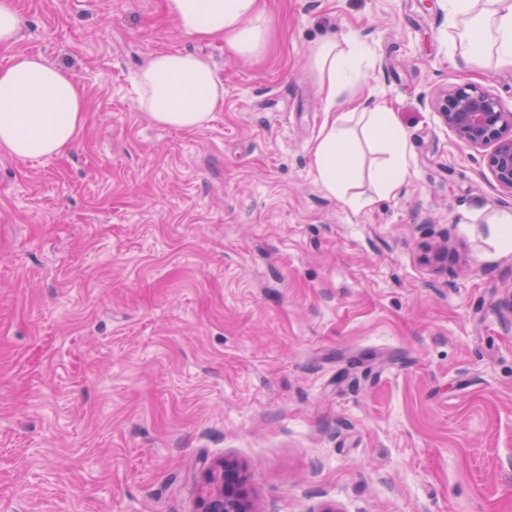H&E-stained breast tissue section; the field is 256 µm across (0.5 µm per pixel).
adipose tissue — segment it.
Segmentation results:
<instances>
[{
	"label": "adipose tissue",
	"instance_id": "1",
	"mask_svg": "<svg viewBox=\"0 0 512 512\" xmlns=\"http://www.w3.org/2000/svg\"><path fill=\"white\" fill-rule=\"evenodd\" d=\"M456 29L459 55L468 65L494 60L512 66V0H443ZM180 31L201 40H221L236 54L250 57L266 46L269 21L259 0H166ZM363 46L330 34L315 49L327 107L312 153L317 178L330 195L354 208L365 199L350 193L360 169L358 144L337 113L344 92L361 80ZM140 108L161 127L194 131L205 127L224 106V83L204 58L180 51L154 53L137 76ZM83 89L63 68L41 56L20 52L0 68V151L19 159L64 154L84 124ZM356 119L382 161L371 173L379 195H398L408 173L406 132L386 107L357 113Z\"/></svg>",
	"mask_w": 512,
	"mask_h": 512
}]
</instances>
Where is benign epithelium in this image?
Masks as SVG:
<instances>
[{
	"label": "benign epithelium",
	"mask_w": 512,
	"mask_h": 512,
	"mask_svg": "<svg viewBox=\"0 0 512 512\" xmlns=\"http://www.w3.org/2000/svg\"><path fill=\"white\" fill-rule=\"evenodd\" d=\"M443 123L459 141L473 148H490L487 166L498 185L512 193V112L472 84L446 92L435 104ZM205 490L196 512H255L239 465L222 458L204 473Z\"/></svg>",
	"instance_id": "benign-epithelium-1"
}]
</instances>
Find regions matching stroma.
I'll list each match as a JSON object with an SVG mask.
<instances>
[{
  "instance_id": "stroma-1",
  "label": "stroma",
  "mask_w": 512,
  "mask_h": 512,
  "mask_svg": "<svg viewBox=\"0 0 512 512\" xmlns=\"http://www.w3.org/2000/svg\"><path fill=\"white\" fill-rule=\"evenodd\" d=\"M18 52L84 89L63 156L0 152V512H195L244 469L257 512H512V193L431 106L462 69L443 0H261L262 54L183 34L165 0H14ZM409 144L398 196L316 179L328 33ZM191 51L224 83L204 128L154 125L133 80Z\"/></svg>"
}]
</instances>
